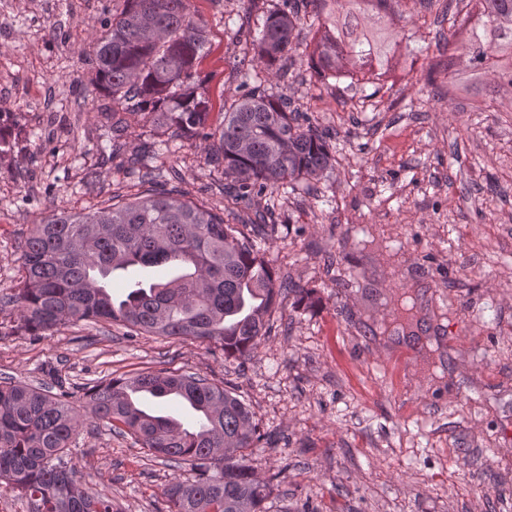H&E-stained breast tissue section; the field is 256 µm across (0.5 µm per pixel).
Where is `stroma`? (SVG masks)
Returning a JSON list of instances; mask_svg holds the SVG:
<instances>
[{"label": "stroma", "instance_id": "obj_1", "mask_svg": "<svg viewBox=\"0 0 512 512\" xmlns=\"http://www.w3.org/2000/svg\"><path fill=\"white\" fill-rule=\"evenodd\" d=\"M206 24L196 79L218 127L245 94L237 30L257 25L267 0H190ZM122 0H0V296L18 286L20 246L51 210L79 209L141 189L131 163L155 146L162 188H178L230 224L247 217L222 188L198 140L130 115L123 149L101 158L112 100L91 84V28ZM456 4L403 0L389 42L399 50L365 112L345 79L324 80L308 54L320 34L300 7L304 56L272 85L334 139L336 167L313 191L274 192L276 227L255 236L278 279L316 289L286 296L249 360L191 338L132 336L82 322L47 336L16 332L0 308V381L84 386L142 372H196L227 382L262 436L250 455L268 480L269 512H512V89L474 112L491 89L466 60L455 89L429 79ZM82 481L118 512H165L162 497L189 468L167 466L102 423L72 444Z\"/></svg>", "mask_w": 512, "mask_h": 512}]
</instances>
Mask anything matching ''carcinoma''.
<instances>
[{"instance_id":"cac0c4a2","label":"carcinoma","mask_w":512,"mask_h":512,"mask_svg":"<svg viewBox=\"0 0 512 512\" xmlns=\"http://www.w3.org/2000/svg\"><path fill=\"white\" fill-rule=\"evenodd\" d=\"M353 0L355 21L343 24L329 0H308L322 30L314 55L319 74L374 87L387 74L385 43L392 21L389 2ZM120 13L94 37L95 87L112 103L136 102L142 118L205 143L208 164L224 168L242 202L279 189H311V180L333 169L331 137L307 123L266 83L298 50L296 0H280L252 37L251 56L239 63L255 86L235 99L223 124L207 131L210 101L196 81L207 38L190 0H123ZM464 36L473 71L489 73L498 88H512V0H467ZM111 152L120 148L126 121L112 111ZM149 151L136 157L151 188L121 204L80 211L57 209L33 225L21 244L20 287L0 298L19 311L17 329L32 336L82 321L120 324L141 336L213 342L224 358L245 360L268 335L266 317L286 291L253 239L236 224L180 190L155 189ZM130 263L139 271L165 267L163 282H143L122 298L101 292L94 275ZM176 392L201 411L208 425H179L177 413L158 415L136 399ZM78 408L71 393L22 382L0 384V484L29 497L32 512H114L112 498L77 478L70 446L88 418L129 433L168 465L196 477L164 489L169 512H268L271 493L249 464L247 451L261 435L247 405L228 385L197 373L165 371L112 378L89 387Z\"/></svg>"}]
</instances>
